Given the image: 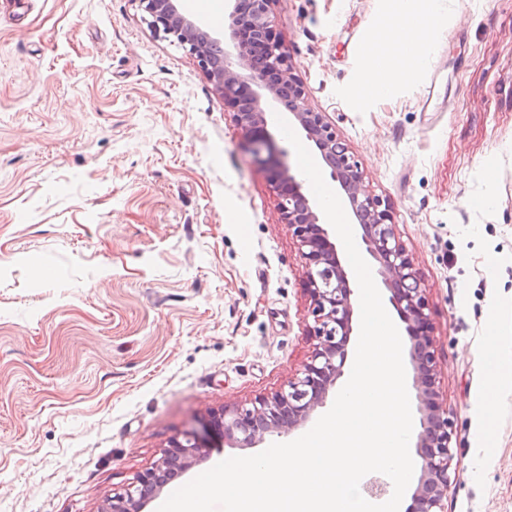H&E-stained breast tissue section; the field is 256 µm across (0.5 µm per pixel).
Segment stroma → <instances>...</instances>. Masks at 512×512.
<instances>
[{"label": "stroma", "instance_id": "obj_1", "mask_svg": "<svg viewBox=\"0 0 512 512\" xmlns=\"http://www.w3.org/2000/svg\"><path fill=\"white\" fill-rule=\"evenodd\" d=\"M434 2L427 69L383 96L364 45L397 0H280L274 26L419 273L447 512H512V0ZM243 144L137 0H0V512H104L308 361L306 272Z\"/></svg>", "mask_w": 512, "mask_h": 512}]
</instances>
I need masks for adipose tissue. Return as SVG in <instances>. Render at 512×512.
Segmentation results:
<instances>
[{"label": "adipose tissue", "instance_id": "obj_1", "mask_svg": "<svg viewBox=\"0 0 512 512\" xmlns=\"http://www.w3.org/2000/svg\"><path fill=\"white\" fill-rule=\"evenodd\" d=\"M434 13V0H414L405 10L404 24L383 25L372 33L365 45L370 66L361 94L387 91L397 80L419 69L420 43L432 26Z\"/></svg>", "mask_w": 512, "mask_h": 512}]
</instances>
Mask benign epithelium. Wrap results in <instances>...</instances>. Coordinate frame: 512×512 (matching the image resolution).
I'll list each match as a JSON object with an SVG mask.
<instances>
[{"label": "benign epithelium", "instance_id": "obj_1", "mask_svg": "<svg viewBox=\"0 0 512 512\" xmlns=\"http://www.w3.org/2000/svg\"><path fill=\"white\" fill-rule=\"evenodd\" d=\"M150 26L176 41L191 56L232 116L254 158L267 169L279 197L281 219L293 230L311 286L310 360L287 388L270 397L214 415L170 442L136 481L112 495L105 512H143L181 473L203 461L215 437L234 448H253L266 437L303 426L324 407L344 375L353 333L354 291L335 242L303 183L291 173L268 128L274 106L302 131L316 158L338 183L361 242L390 293L389 302L410 339L409 362L420 430L415 448L420 475L408 512H446L451 484L455 421L440 402L438 358L430 334L428 301L413 259L397 236L389 203L368 192L361 166L326 116L312 109L308 91L293 72L274 30L279 0H224V38L199 26L180 0H138Z\"/></svg>", "mask_w": 512, "mask_h": 512}]
</instances>
